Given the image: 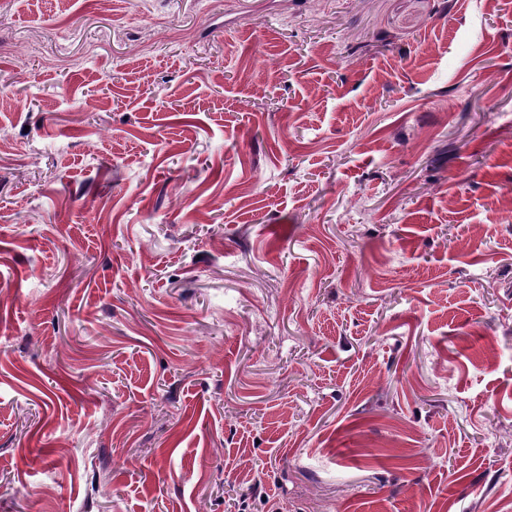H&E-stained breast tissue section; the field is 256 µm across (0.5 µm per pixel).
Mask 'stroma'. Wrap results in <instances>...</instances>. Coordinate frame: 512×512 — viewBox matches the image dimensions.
<instances>
[{
	"mask_svg": "<svg viewBox=\"0 0 512 512\" xmlns=\"http://www.w3.org/2000/svg\"><path fill=\"white\" fill-rule=\"evenodd\" d=\"M0 512H512V0H0Z\"/></svg>",
	"mask_w": 512,
	"mask_h": 512,
	"instance_id": "35a3bbf8",
	"label": "stroma"
}]
</instances>
